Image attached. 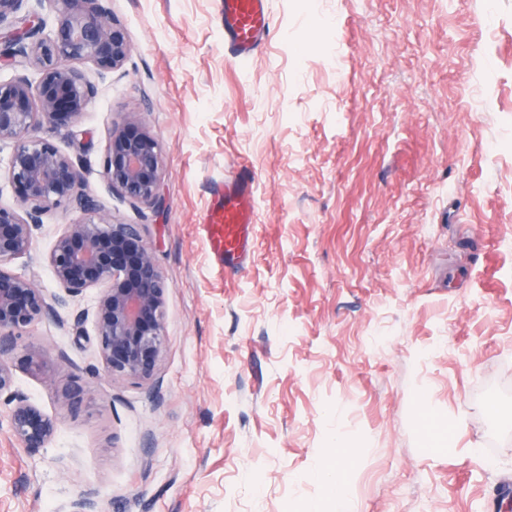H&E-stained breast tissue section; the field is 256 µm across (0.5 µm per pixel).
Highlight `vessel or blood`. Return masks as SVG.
I'll return each mask as SVG.
<instances>
[{
    "instance_id": "1",
    "label": "vessel or blood",
    "mask_w": 512,
    "mask_h": 512,
    "mask_svg": "<svg viewBox=\"0 0 512 512\" xmlns=\"http://www.w3.org/2000/svg\"><path fill=\"white\" fill-rule=\"evenodd\" d=\"M224 45L238 60L251 59L269 33V0H220ZM255 176L243 167L225 178L217 201L200 218L212 255L225 272L243 268L254 253L256 239Z\"/></svg>"
}]
</instances>
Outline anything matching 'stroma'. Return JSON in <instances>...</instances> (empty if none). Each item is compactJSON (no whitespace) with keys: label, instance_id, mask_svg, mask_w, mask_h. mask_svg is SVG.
<instances>
[{"label":"stroma","instance_id":"stroma-1","mask_svg":"<svg viewBox=\"0 0 512 512\" xmlns=\"http://www.w3.org/2000/svg\"><path fill=\"white\" fill-rule=\"evenodd\" d=\"M108 5L128 57L86 67L94 103L44 135L152 249L166 351L152 386L113 380L93 293L43 319L56 388L21 366L15 388L58 427L26 451L0 405V512H335V446L352 512H512V0H269L246 62L220 0ZM131 116L163 158L142 214L103 175ZM241 164L257 236L228 273L197 219ZM72 218L43 215L13 264L50 295Z\"/></svg>","mask_w":512,"mask_h":512}]
</instances>
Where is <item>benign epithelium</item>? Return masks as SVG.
I'll use <instances>...</instances> for the list:
<instances>
[{
	"label": "benign epithelium",
	"instance_id": "7a95c632",
	"mask_svg": "<svg viewBox=\"0 0 512 512\" xmlns=\"http://www.w3.org/2000/svg\"><path fill=\"white\" fill-rule=\"evenodd\" d=\"M23 2L0 0V59L30 55L39 71L35 82L26 74L0 82V143L13 145L8 175L17 190L15 206L0 205V398L15 442L34 451L49 444L57 422L14 389V363L49 388L55 380L43 353L23 343V336L43 319L59 318L68 298L94 290L96 345L105 372L149 384L166 349L167 286L137 225L113 221L85 191L72 158L35 135L86 112L97 87L79 65L100 72L121 67L129 52L125 28L107 0H38L55 15L49 31L39 13H21ZM103 173L121 201L160 207L161 153L138 119L109 130ZM60 207L79 217L63 225L44 257L62 290L50 298L12 264L31 256L33 227Z\"/></svg>",
	"mask_w": 512,
	"mask_h": 512
}]
</instances>
